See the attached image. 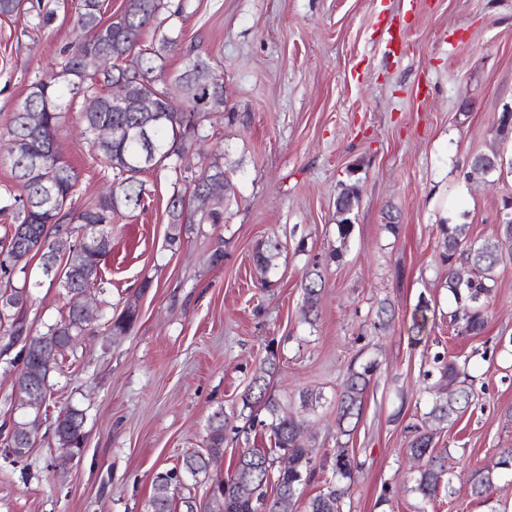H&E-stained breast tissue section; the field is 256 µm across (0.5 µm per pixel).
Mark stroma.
Wrapping results in <instances>:
<instances>
[{
	"mask_svg": "<svg viewBox=\"0 0 512 512\" xmlns=\"http://www.w3.org/2000/svg\"><path fill=\"white\" fill-rule=\"evenodd\" d=\"M53 13L36 24L28 13L0 17V186L22 194L5 162L6 129L36 78L61 73L74 39L78 0H42ZM181 15L161 28L182 35V51L165 72H182L184 49L224 74V105L203 122L206 137L191 154L203 171L222 151L234 194L220 224L185 225L166 242L168 171L144 173L145 209L112 222L102 287L91 303L104 318L135 305L123 336L93 322L75 353L50 373L53 397L36 442L20 459L0 452V512H147L156 471L204 448L209 418H227L224 455L185 483L200 506L228 480L242 449L268 448L245 431L241 398L277 352L269 391L302 423L314 465L332 467L337 447L360 462L344 512H512V262L498 267L481 335L457 332L454 302L439 260V225L466 224L470 238L495 234L512 197V138L496 120L512 107V0H182ZM405 25V49L393 52L384 26ZM58 150L77 175V203L113 183L71 106ZM505 164L469 176L477 153ZM357 180L354 231L340 243L336 198ZM395 220L398 229L386 228ZM282 245L261 286L259 242ZM342 250L341 262L330 253ZM224 254L213 262L215 251ZM318 270L325 287L303 313L301 281ZM23 315L33 331L60 319L66 291L50 286L39 259ZM430 305L422 335L412 329L418 303ZM385 328H374L379 306ZM467 360L476 398L440 430L454 495L422 505L406 484L417 461L406 453L409 426L432 401L424 374L435 353ZM378 369L360 420L339 436L336 396L349 367ZM84 415L82 455L63 460L49 429L59 410ZM496 470L489 500L473 501L462 485L476 469Z\"/></svg>",
	"mask_w": 512,
	"mask_h": 512,
	"instance_id": "1",
	"label": "stroma"
}]
</instances>
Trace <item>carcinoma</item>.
<instances>
[{"label":"carcinoma","mask_w":512,"mask_h":512,"mask_svg":"<svg viewBox=\"0 0 512 512\" xmlns=\"http://www.w3.org/2000/svg\"><path fill=\"white\" fill-rule=\"evenodd\" d=\"M35 13L38 22L48 20L41 6L28 0H0V17H9L22 9ZM170 15L180 10H170L165 0H127L123 10L103 18L101 0H80L74 23L76 39L68 47V56L63 71L73 74L80 66L81 56L96 51L110 60V70L100 75L93 74L76 86L64 82L54 75L45 76L33 82L18 112L14 113L7 133L9 141L17 144L9 149L8 160L14 178L21 184L24 194L16 196L10 189L0 194V213L11 217V223L4 225L5 232L0 238V299L5 297L14 307L0 310V326L3 335L15 341H23L19 351L22 367L16 376L21 389L32 385L36 391L52 396L50 372L52 368L41 367L38 362L41 351L52 347L60 354L75 347L95 316L68 310L60 320L34 333L28 327L21 307L28 300V284L21 287L12 285L16 273H27L30 259L19 260L14 253L16 239L25 232L30 234V246L39 239L52 238L59 234L71 235L81 232L83 240L71 257L72 267L84 271L80 286L93 288L98 281L94 267L101 264L107 252L93 247L94 234L111 236L112 216L123 210L141 207L146 195V185L139 175L150 170L168 169L186 180L183 173L191 168L188 154L194 142L203 138L202 121L212 109L224 105V91L206 94V91L191 85L185 75L194 67L209 64L208 58L193 54L184 70L174 76L165 74L164 62L167 56L180 46L181 35L163 33L150 48H141V35L164 10ZM141 72V80L134 90L155 95L156 112L147 117L151 126V146L140 140L129 142H98V151L107 166L120 177L118 186L111 192L98 195L95 199L75 204L77 176L66 164L58 151L57 137L64 117V110L75 99L81 100V118L85 132L93 134L95 127L104 124L124 123L137 125L142 122L138 112H116L112 109L108 88L112 82L127 73ZM42 147L47 159L56 165L57 178L54 185L47 187L29 178L27 156L31 149ZM223 155L217 154L203 171L188 181L186 192L172 194L168 202V217L171 233L169 244L180 240L182 225L188 217L197 216L199 221L220 224L224 220L221 203L208 204L204 199L206 187L213 181L224 182L227 193H233L232 184L225 176L221 163ZM503 165V157L491 159L484 153L471 157V171L481 174L492 173ZM359 198L356 183L345 185L336 199V213L340 217L336 224L339 237L347 241L354 230L350 217L354 203ZM67 199L72 203L69 213L59 217L55 203ZM441 238V262L448 266L447 287L454 300L452 321H461V330L471 336L479 335L487 322V306L495 288L494 272L502 263L512 259L504 254L502 240H512V220L499 224L497 233L479 244L468 239L465 224L438 225ZM280 255V245L267 241L259 244L254 260L262 272L275 268ZM466 263L471 276L463 281L453 272V264ZM323 287L322 276L309 271L302 279L304 312L311 314L319 300ZM136 322L135 312L128 307L121 314L107 321V329L114 336H122ZM435 367L425 377L437 376L440 385L430 410L422 424L410 427L411 438L406 451L423 461L415 475L410 477L411 491L423 503L437 498L441 489L449 484L445 457L435 452L436 433L432 426L445 428L448 423L464 413L474 397V389L468 383V375L458 362L448 360L441 353L434 354ZM377 369V363L369 362L359 368L349 367L336 401V414L340 434H347L344 423L359 419L364 397ZM243 408L250 410L249 422H257L258 413L264 411L271 417L267 427L274 447L283 451L288 466L276 465L277 458L265 455L252 448H245L237 457L232 476L219 487L218 496L222 507L215 512H295L301 488L313 482L316 470L310 465L308 446L302 439L299 423L288 416L280 415L279 404L268 392L265 377L258 376L242 396ZM57 426L54 438L61 448H81L85 441L84 418L80 410L67 406L56 416ZM223 414L215 412L210 418L206 448L192 451L182 458L180 468L161 470L152 480V494L149 503L160 506V512H191L193 497L175 498L178 474L196 477L207 473L212 460L224 455ZM360 463L350 456L347 449L337 451L331 478L325 481V488L310 499L307 512H343V500L348 495L350 482ZM495 474L479 469L470 479L468 495L475 500H488L495 489Z\"/></svg>","instance_id":"obj_1"}]
</instances>
